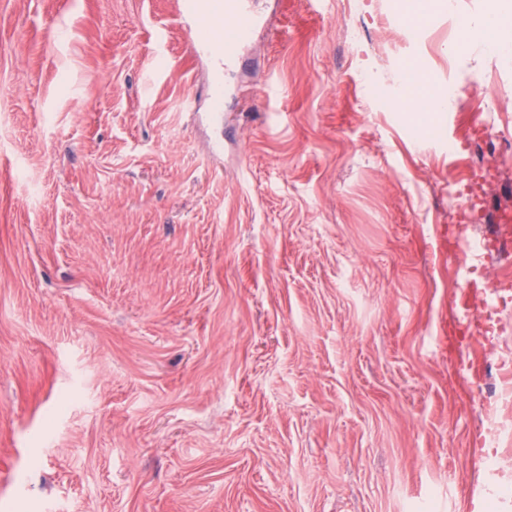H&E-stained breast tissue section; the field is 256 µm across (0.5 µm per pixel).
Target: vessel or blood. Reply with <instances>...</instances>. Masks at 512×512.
I'll list each match as a JSON object with an SVG mask.
<instances>
[{"instance_id": "obj_1", "label": "vessel or blood", "mask_w": 512, "mask_h": 512, "mask_svg": "<svg viewBox=\"0 0 512 512\" xmlns=\"http://www.w3.org/2000/svg\"><path fill=\"white\" fill-rule=\"evenodd\" d=\"M255 0H178L177 13L184 33L196 51L208 58L215 74L237 59L260 23L253 9Z\"/></svg>"}]
</instances>
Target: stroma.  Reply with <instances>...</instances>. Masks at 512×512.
<instances>
[{"mask_svg": "<svg viewBox=\"0 0 512 512\" xmlns=\"http://www.w3.org/2000/svg\"><path fill=\"white\" fill-rule=\"evenodd\" d=\"M457 4L259 0L217 119L176 0H0V506L512 512L465 379L512 268L448 151L512 141V53H448ZM413 64L454 111L399 106ZM470 286L493 339L452 350ZM475 136L470 143V150L477 161L474 167H470L469 174L461 182L458 197L462 203L463 213L470 224H483L485 222L484 211V186L489 181L500 180V172L491 170L481 163V158L490 144L497 142L500 137L489 127Z\"/></svg>", "mask_w": 512, "mask_h": 512, "instance_id": "stroma-1", "label": "stroma"}]
</instances>
